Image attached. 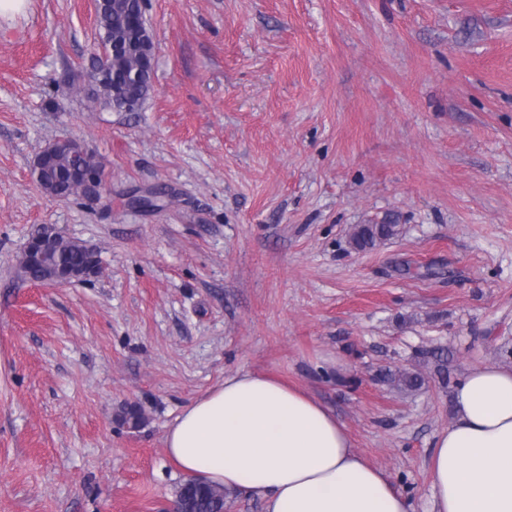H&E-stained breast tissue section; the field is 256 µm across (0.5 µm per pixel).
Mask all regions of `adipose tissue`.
<instances>
[{"label":"adipose tissue","mask_w":512,"mask_h":512,"mask_svg":"<svg viewBox=\"0 0 512 512\" xmlns=\"http://www.w3.org/2000/svg\"><path fill=\"white\" fill-rule=\"evenodd\" d=\"M454 405L433 444V512H512V367L469 371ZM165 446L191 478L264 512H412L329 408L268 375L226 376L180 411Z\"/></svg>","instance_id":"ef3b65f1"}]
</instances>
